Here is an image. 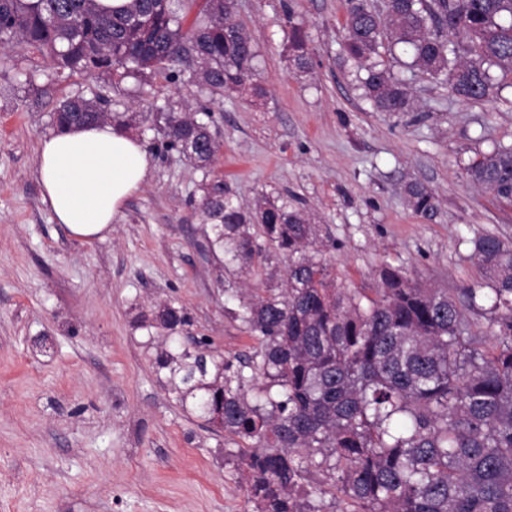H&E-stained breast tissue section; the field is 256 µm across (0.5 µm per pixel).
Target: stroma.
I'll list each match as a JSON object with an SVG mask.
<instances>
[{
	"label": "stroma",
	"instance_id": "obj_1",
	"mask_svg": "<svg viewBox=\"0 0 512 512\" xmlns=\"http://www.w3.org/2000/svg\"><path fill=\"white\" fill-rule=\"evenodd\" d=\"M344 14L345 0H235L259 54V97L64 78L51 60L0 47V512H256L251 441L182 408L154 368L158 340L136 320L181 306L182 335L209 337L227 360L251 355L258 341L225 312L226 296L281 289L285 260L217 266L188 203L202 174L165 150L156 112L210 108L216 172L244 205L265 195L306 213L344 287L373 296L386 262L431 288L486 287L472 240L512 242V207L462 166L512 143V87L471 103L417 76L412 111H374L341 55ZM292 21L308 34L306 72L288 58ZM78 94L133 115L151 157L111 234L90 243L53 219L37 171L55 105ZM410 181L435 195L429 215L407 205Z\"/></svg>",
	"mask_w": 512,
	"mask_h": 512
}]
</instances>
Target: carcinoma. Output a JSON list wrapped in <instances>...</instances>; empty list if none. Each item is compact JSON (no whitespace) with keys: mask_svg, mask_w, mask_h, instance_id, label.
<instances>
[{"mask_svg":"<svg viewBox=\"0 0 512 512\" xmlns=\"http://www.w3.org/2000/svg\"><path fill=\"white\" fill-rule=\"evenodd\" d=\"M288 19L289 60L305 72L307 35ZM342 28L343 54L364 71L361 87L377 112L413 107L407 78L382 60L397 46L411 58L408 72L464 100H491L512 81V0H389L380 11L346 0ZM0 43L50 58L61 74L161 77L219 96L244 89L256 71L234 0H130L112 10L96 0H0ZM51 119L59 132L129 126L126 115L79 95L61 100ZM156 120L165 149L204 173L196 211L213 258L244 269L271 251L286 258L285 288L243 296L232 312L259 340L252 355L235 364L205 348L168 346L155 358L182 407L211 423L220 394L223 429L254 441L257 512H512V243L474 239L488 282L482 294L428 288L388 263L375 297L339 288L320 257L317 225L266 198L242 207L214 171L211 112ZM464 174L512 203V146L480 154ZM404 195L416 213L436 208L419 182ZM466 307L491 314L484 334L470 331ZM189 321L184 307L166 304L138 327L172 335ZM246 368L264 381L254 401Z\"/></svg>","mask_w":512,"mask_h":512,"instance_id":"obj_1","label":"carcinoma"}]
</instances>
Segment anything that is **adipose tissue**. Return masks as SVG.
<instances>
[{"mask_svg": "<svg viewBox=\"0 0 512 512\" xmlns=\"http://www.w3.org/2000/svg\"><path fill=\"white\" fill-rule=\"evenodd\" d=\"M42 201L75 239H105L128 199L150 172L143 142L104 122L38 142Z\"/></svg>", "mask_w": 512, "mask_h": 512, "instance_id": "obj_1", "label": "adipose tissue"}]
</instances>
